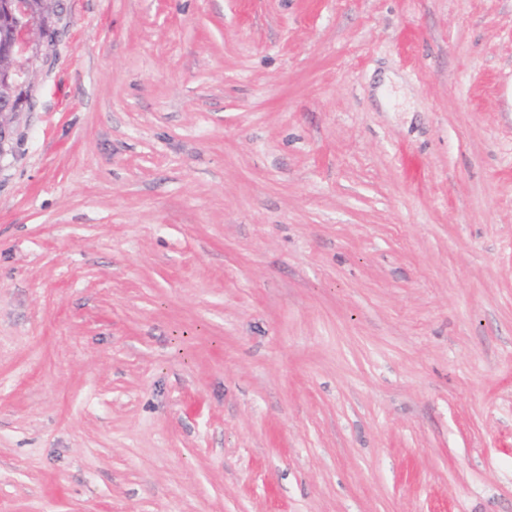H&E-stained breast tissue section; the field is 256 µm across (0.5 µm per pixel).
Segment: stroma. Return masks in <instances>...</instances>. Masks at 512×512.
<instances>
[{
	"instance_id": "stroma-1",
	"label": "stroma",
	"mask_w": 512,
	"mask_h": 512,
	"mask_svg": "<svg viewBox=\"0 0 512 512\" xmlns=\"http://www.w3.org/2000/svg\"><path fill=\"white\" fill-rule=\"evenodd\" d=\"M54 3L0 512H512V0Z\"/></svg>"
}]
</instances>
